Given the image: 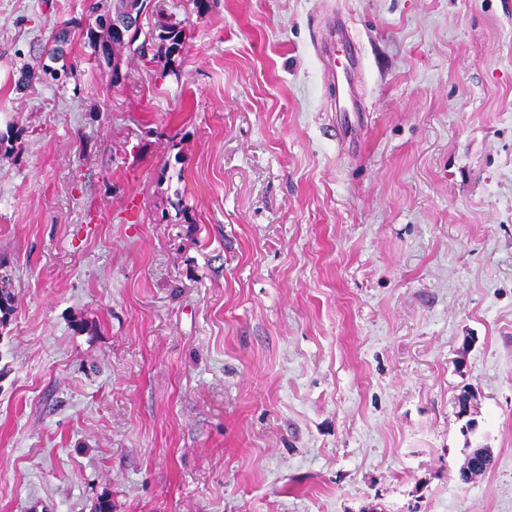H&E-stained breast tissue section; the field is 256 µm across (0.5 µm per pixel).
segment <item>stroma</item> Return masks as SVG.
I'll list each match as a JSON object with an SVG mask.
<instances>
[{
    "instance_id": "35a3bbf8",
    "label": "stroma",
    "mask_w": 512,
    "mask_h": 512,
    "mask_svg": "<svg viewBox=\"0 0 512 512\" xmlns=\"http://www.w3.org/2000/svg\"><path fill=\"white\" fill-rule=\"evenodd\" d=\"M91 1L0 0V512H512V0H180L101 66ZM346 48L345 63L341 70L331 65L330 75L336 83L346 84L348 87L347 96L336 102L335 111L338 112H361L357 99L351 90L352 78L361 67V58L356 51Z\"/></svg>"
}]
</instances>
